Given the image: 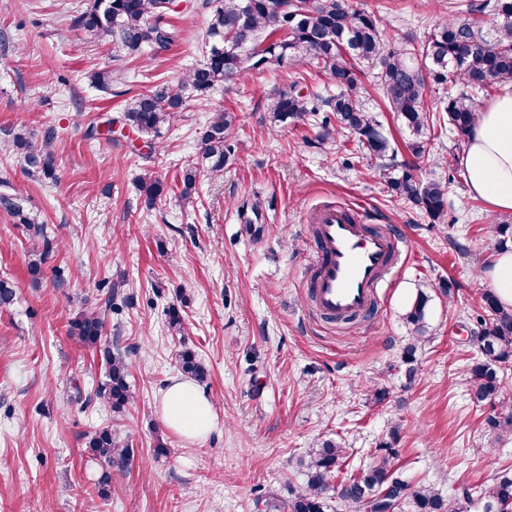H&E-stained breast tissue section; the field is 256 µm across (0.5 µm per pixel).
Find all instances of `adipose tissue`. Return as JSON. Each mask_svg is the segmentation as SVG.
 Returning <instances> with one entry per match:
<instances>
[{"mask_svg": "<svg viewBox=\"0 0 512 512\" xmlns=\"http://www.w3.org/2000/svg\"><path fill=\"white\" fill-rule=\"evenodd\" d=\"M471 194L496 211L512 212V91L487 104L472 128L460 158ZM162 418L187 440L207 435L215 425L210 400L188 380H173L161 402Z\"/></svg>", "mask_w": 512, "mask_h": 512, "instance_id": "ef3b65f1", "label": "adipose tissue"}]
</instances>
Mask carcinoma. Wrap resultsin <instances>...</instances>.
<instances>
[{
  "label": "carcinoma",
  "mask_w": 512,
  "mask_h": 512,
  "mask_svg": "<svg viewBox=\"0 0 512 512\" xmlns=\"http://www.w3.org/2000/svg\"><path fill=\"white\" fill-rule=\"evenodd\" d=\"M306 0H216L204 38L202 62L191 67L176 85H162L125 100L117 122L136 133L149 152H155V138L183 110L187 94L205 100L214 91L230 89L255 70L286 69L305 60L328 76L336 93L323 95L313 87L292 82L286 89L267 95L263 109L268 121L298 122L325 113L319 122L316 142L319 148L344 134L353 137V151L365 157L386 160L388 186L398 198L417 207L434 221L444 218L448 195L455 176L448 168V179L425 180L419 175L421 163L440 157L435 146V130L453 132L458 140L468 137L478 120L475 96L489 94L505 83H512V0H459L453 5L457 16L445 18L418 37L411 32L383 28L382 20L358 6L356 0H312L311 15L302 13ZM162 0H88L70 15L69 28L93 43L110 44L133 57L145 52L156 55L167 51L177 39V31L167 21ZM373 72L379 93L388 111L408 132L406 153L395 149L382 133L377 117L363 102V80ZM91 87L114 96L125 92L112 87L121 78L111 71L91 67L85 71ZM436 93L427 105L428 93ZM237 117L226 109L214 113L200 136L201 154L190 162L181 177L180 198L192 201L200 173L213 176L224 170L229 160ZM52 130L41 143L19 124L0 129V143L20 155L25 172L39 179H57ZM145 200L153 205L165 190L162 181H142ZM25 199L18 193H0V207L27 226L29 238L42 247L39 260L29 266L32 280H39L41 266L55 252L47 225L28 216ZM429 297L417 295L407 320L414 342L404 348L406 375L415 377L416 342L425 338V316ZM483 313L478 315L479 342L483 359L468 371L471 397L478 402L499 401L500 412L486 419L496 436L512 434V400L503 395L500 366L512 363V311L500 307L490 292L482 296ZM126 306L115 287L107 291L105 308L84 305L69 322L68 334L91 350L100 351L106 366V380L96 398L123 413L133 406L128 382V365L120 354L102 347L104 315L118 313ZM182 371L203 382L208 371L194 352L180 355ZM88 450L101 468L97 495L106 498L112 486V467L130 457L128 441L110 427L94 431ZM396 452L391 444L381 447L374 461L358 476L336 481L348 459L347 449L338 441L325 440L302 459L307 485L288 499V512H325L329 493L344 503L357 506L369 497L387 490L400 508L408 512H468L474 503L483 512L512 510V475H496L477 492L465 484L445 497L433 488L410 485L393 470Z\"/></svg>",
  "instance_id": "cac0c4a2"
}]
</instances>
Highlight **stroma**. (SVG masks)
Wrapping results in <instances>:
<instances>
[{"label": "stroma", "mask_w": 512, "mask_h": 512, "mask_svg": "<svg viewBox=\"0 0 512 512\" xmlns=\"http://www.w3.org/2000/svg\"><path fill=\"white\" fill-rule=\"evenodd\" d=\"M78 2L0 0V38L10 39L0 42V128L25 123L37 141L55 128L59 173L54 183L29 178L12 149L0 147V176L58 241L32 281L36 248L25 225L0 209V278L16 291L14 304L0 309V512H262L257 498L284 502L303 487L299 460L325 439L344 440L348 474L392 444L403 479L442 493L512 474V436L493 441L485 426L500 405L473 403L465 376L482 357L473 338L488 288L481 273L495 260L503 213L470 194L463 170L426 163L422 177L452 173L458 181L445 218L433 221L390 193L378 160L348 162L352 142L313 148L314 120L270 128L264 98L317 74L303 60L188 100L155 153L117 128L111 140L87 138L121 104L88 86V63L119 71L132 95L177 83L203 59L209 12L203 0L179 7L169 15L180 32L170 50L131 58L69 31L68 10ZM360 4L386 29L421 33L445 17L449 0ZM221 109L239 116L224 173L203 177L195 202L182 204L180 177L198 152L197 133ZM149 176L165 185L152 207L141 189ZM330 204L359 209L409 247L375 314L352 324L317 318L307 302L314 244L306 217ZM107 283L129 299L106 315L102 338L129 365L135 403L122 415L94 398L105 379L99 353L67 332ZM421 292L429 339L411 381L402 359L406 316ZM172 306L184 319L179 335L167 329ZM185 349L209 370L200 389L215 414L214 428L195 442L160 413ZM378 387L386 392L380 402ZM109 425L132 453L113 469L112 493L102 499L86 441ZM159 440L170 455H155Z\"/></svg>", "instance_id": "1"}]
</instances>
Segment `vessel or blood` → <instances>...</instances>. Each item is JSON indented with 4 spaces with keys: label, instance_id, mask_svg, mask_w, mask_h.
<instances>
[{
    "label": "vessel or blood",
    "instance_id": "1",
    "mask_svg": "<svg viewBox=\"0 0 512 512\" xmlns=\"http://www.w3.org/2000/svg\"><path fill=\"white\" fill-rule=\"evenodd\" d=\"M308 221L316 248L311 305L327 318L368 313L386 269L398 256L397 242L365 224L351 207L320 208Z\"/></svg>",
    "mask_w": 512,
    "mask_h": 512
}]
</instances>
